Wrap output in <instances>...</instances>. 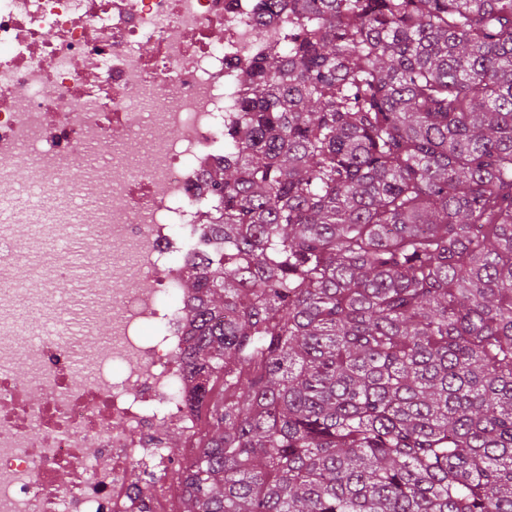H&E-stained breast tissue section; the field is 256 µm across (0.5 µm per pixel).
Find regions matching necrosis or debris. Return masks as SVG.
<instances>
[{
	"instance_id": "necrosis-or-debris-1",
	"label": "necrosis or debris",
	"mask_w": 512,
	"mask_h": 512,
	"mask_svg": "<svg viewBox=\"0 0 512 512\" xmlns=\"http://www.w3.org/2000/svg\"><path fill=\"white\" fill-rule=\"evenodd\" d=\"M258 2L0 0V181L15 179L23 153L51 184L78 160L111 155V178L87 176L74 193L90 246L122 247L111 301L98 302L95 279L84 283L97 304L82 318L107 322L108 340L23 349L4 282L19 253L41 252L63 228L19 243L0 225V512H180L182 455L166 431L191 441L199 429L195 379L179 356L194 302L163 297L204 247L203 185L224 158L235 67L280 26ZM146 42L153 53L137 54ZM96 59L106 68L91 83ZM114 126L149 134L148 167L112 140Z\"/></svg>"
}]
</instances>
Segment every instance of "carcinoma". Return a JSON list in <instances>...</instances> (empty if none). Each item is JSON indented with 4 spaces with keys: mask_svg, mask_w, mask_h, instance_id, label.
<instances>
[{
    "mask_svg": "<svg viewBox=\"0 0 512 512\" xmlns=\"http://www.w3.org/2000/svg\"><path fill=\"white\" fill-rule=\"evenodd\" d=\"M182 512H512V0H260Z\"/></svg>",
    "mask_w": 512,
    "mask_h": 512,
    "instance_id": "obj_1",
    "label": "carcinoma"
}]
</instances>
